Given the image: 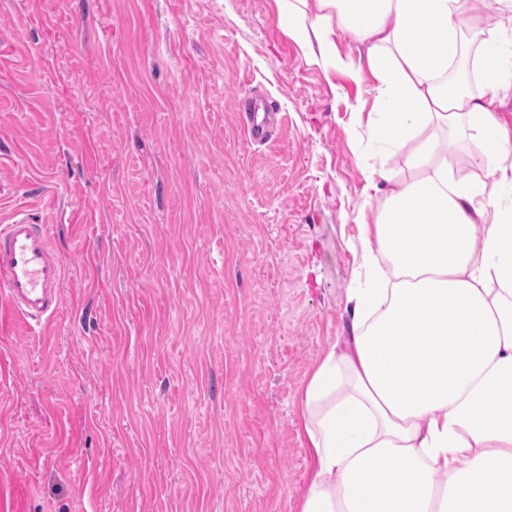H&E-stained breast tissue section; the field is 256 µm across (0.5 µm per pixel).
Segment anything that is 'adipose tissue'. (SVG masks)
<instances>
[{
  "mask_svg": "<svg viewBox=\"0 0 512 512\" xmlns=\"http://www.w3.org/2000/svg\"><path fill=\"white\" fill-rule=\"evenodd\" d=\"M277 2L309 62L369 71L374 137L410 172L368 167V281L300 392L298 512H512V0L494 18L484 0ZM466 140L472 178L454 174Z\"/></svg>",
  "mask_w": 512,
  "mask_h": 512,
  "instance_id": "adipose-tissue-1",
  "label": "adipose tissue"
}]
</instances>
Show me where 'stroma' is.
<instances>
[{
  "mask_svg": "<svg viewBox=\"0 0 512 512\" xmlns=\"http://www.w3.org/2000/svg\"><path fill=\"white\" fill-rule=\"evenodd\" d=\"M372 84L308 64L275 0H0V221L64 267L39 331L0 298V512H298L366 167L409 176Z\"/></svg>",
  "mask_w": 512,
  "mask_h": 512,
  "instance_id": "obj_1",
  "label": "stroma"
}]
</instances>
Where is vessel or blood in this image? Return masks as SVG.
Listing matches in <instances>:
<instances>
[{"label": "vessel or blood", "mask_w": 512, "mask_h": 512, "mask_svg": "<svg viewBox=\"0 0 512 512\" xmlns=\"http://www.w3.org/2000/svg\"><path fill=\"white\" fill-rule=\"evenodd\" d=\"M64 268L47 225L23 213L0 225V295L27 321L52 317L62 303Z\"/></svg>", "instance_id": "vessel-or-blood-1"}]
</instances>
